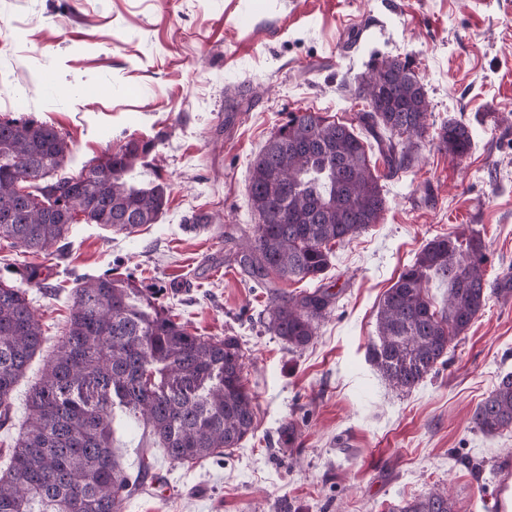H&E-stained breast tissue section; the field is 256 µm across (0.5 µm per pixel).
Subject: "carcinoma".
Masks as SVG:
<instances>
[{"label": "carcinoma", "instance_id": "carcinoma-1", "mask_svg": "<svg viewBox=\"0 0 512 512\" xmlns=\"http://www.w3.org/2000/svg\"><path fill=\"white\" fill-rule=\"evenodd\" d=\"M378 67L395 83L380 99L371 81L343 89L363 99L355 116L373 137L390 175L411 165V139L426 130L424 85L398 58ZM440 144L454 158L469 154V127L447 122ZM152 145L130 140L83 165L74 176L48 180L67 160L69 145L51 125L33 118H0V214L28 204L0 240L35 258L63 255L60 242L83 223L132 233L157 223L168 203L167 185L137 177ZM80 195L96 201L78 210ZM248 197L258 217L241 261L263 280L307 281L295 295L272 290L263 310L268 331L292 349L309 345L336 294L324 284L334 248L379 223L385 211L380 175L346 122L317 112H290L250 163ZM485 244L478 231L464 239L429 241L383 294L377 339L369 361L395 387L410 391L424 376L399 375L394 363L415 359L434 368L447 362L452 340L465 334L492 293L512 292V270L486 279ZM43 265L27 263L19 281L0 279V414L11 409L14 387L44 342L41 323L22 284H39ZM447 288L434 308L429 284ZM58 342L27 401L25 427L0 467V512H124L151 469L140 459L136 477L112 452L115 410L143 425L152 443L180 465L221 457L255 429L254 397L244 382L241 346L234 336H200L176 320L155 293L107 272L82 278ZM474 429L512 431V373L501 376L477 405ZM397 512H453L448 492L436 488Z\"/></svg>", "mask_w": 512, "mask_h": 512}]
</instances>
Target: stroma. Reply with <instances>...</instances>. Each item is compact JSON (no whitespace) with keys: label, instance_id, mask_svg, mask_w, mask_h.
<instances>
[{"label":"stroma","instance_id":"1","mask_svg":"<svg viewBox=\"0 0 512 512\" xmlns=\"http://www.w3.org/2000/svg\"><path fill=\"white\" fill-rule=\"evenodd\" d=\"M392 57L424 84L427 130L411 166L382 178L380 223L336 248L325 283L337 300L314 340L288 348L261 315L265 283L237 255L256 222L250 163L288 113L351 121L365 103L342 83ZM1 115L64 134L65 176L129 140L153 142L138 172L165 182L169 200L130 235L78 225L29 288L45 343L0 421V461L63 333L70 289L109 269L157 291L196 333L238 337L257 412L240 447L193 466L118 425L121 466L136 473L146 455L154 473L125 512H394L437 487L455 512H489L512 432L483 435L472 415L512 372V296L492 295L411 391L365 355L380 298L433 238L479 229L487 280L512 267V0H0ZM447 121L472 132L464 158L439 148Z\"/></svg>","mask_w":512,"mask_h":512}]
</instances>
